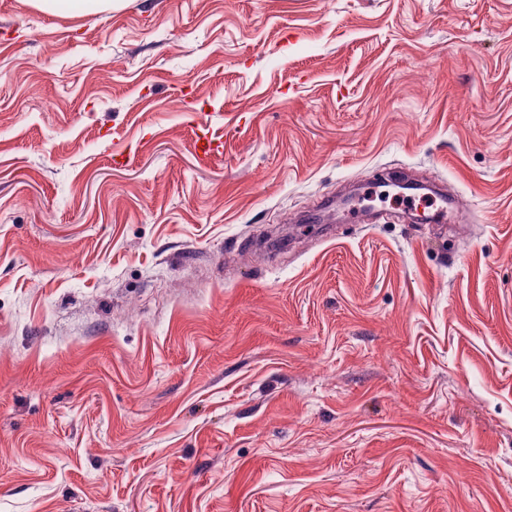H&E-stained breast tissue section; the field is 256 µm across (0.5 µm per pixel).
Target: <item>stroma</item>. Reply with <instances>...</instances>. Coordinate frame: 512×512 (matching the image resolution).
I'll use <instances>...</instances> for the list:
<instances>
[{
    "instance_id": "stroma-1",
    "label": "stroma",
    "mask_w": 512,
    "mask_h": 512,
    "mask_svg": "<svg viewBox=\"0 0 512 512\" xmlns=\"http://www.w3.org/2000/svg\"><path fill=\"white\" fill-rule=\"evenodd\" d=\"M0 512H512V0H0ZM35 3L50 15H89L112 5V0H35ZM196 129V150L202 158L223 154L224 140L222 136L212 133L202 120L197 122Z\"/></svg>"
}]
</instances>
